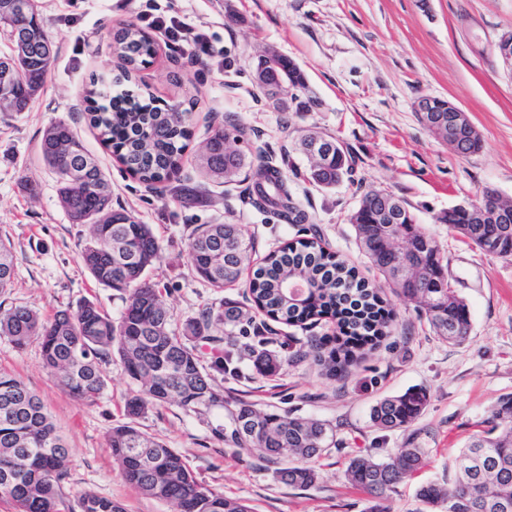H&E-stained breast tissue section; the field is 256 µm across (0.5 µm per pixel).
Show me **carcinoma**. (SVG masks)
Listing matches in <instances>:
<instances>
[{"label": "carcinoma", "instance_id": "obj_1", "mask_svg": "<svg viewBox=\"0 0 512 512\" xmlns=\"http://www.w3.org/2000/svg\"><path fill=\"white\" fill-rule=\"evenodd\" d=\"M21 3L26 14L10 19L4 8ZM0 30L12 44V53L28 42L29 56L20 59L22 74L9 93L15 111L24 112L40 91L54 65L57 50L45 30L36 0H0ZM113 48L121 61L115 82L131 79L157 53L148 33L134 26L113 35ZM267 95L273 89H288L292 112H313L320 107L307 78L292 59L275 54L264 62ZM86 112L100 141L112 151L126 171L155 189L178 180L190 140L185 113L152 104L153 96L119 94L105 98L97 81L86 91ZM322 139L331 151L308 160L306 174L315 184L334 187L352 176L350 153L339 140L319 132L303 135L296 150ZM247 129L227 120L207 140L197 155L204 178L247 182L248 198L273 209L290 221H303L288 192L287 177L276 158L265 152L250 155ZM481 149L475 127L460 131L463 156ZM42 160L58 176V200L73 224L90 225V236L81 258L93 278L120 293L124 307L118 319L85 300L75 311L60 310L50 320L26 306L0 309V336L23 348L37 341L50 376L75 398L93 403L107 382L100 365L117 356L131 379L136 394L126 401L129 422L112 428L108 444L124 480L143 494L173 504L177 512H252L246 503L224 496L199 479L188 459L164 442L142 431L137 419L149 410L176 403L185 413L206 422L213 438L235 452H260L278 465V480L292 488L314 485V463L336 443L335 430L327 422L268 414L241 398L226 397L215 385L213 374L224 373V357H232L217 344L235 335L243 324H253L249 312L238 303L224 301L206 308L201 318L185 324L180 332L170 328L169 308L162 291L149 278V271L162 261L161 247L147 224L123 209L112 208V185L83 141L65 121L51 124L40 144ZM508 222L494 227L477 222L476 207L457 204L435 217L438 224L456 230L469 244L487 255L512 256V201H504ZM360 246L384 279V284L424 311L435 334L453 344L470 335L469 309L465 300L448 287L440 247L417 224L406 202L382 190L366 192L350 215ZM398 237L410 249L409 262L419 269V279L410 282L392 265L385 242ZM254 243L245 239L237 224H200L188 242L192 271L211 287L222 289L248 273V287L256 308L305 329L324 317L336 319L343 332L366 344L386 335L391 316L385 312L374 288L357 278L353 268L336 258L317 240L285 244L268 253L262 264L249 270ZM0 256L7 268L0 269V293L10 287L14 275L11 246L0 240ZM308 277L311 292L301 304H291L281 285L293 274ZM438 281L440 287L431 283ZM214 326L225 327V336H214ZM214 345L218 355L203 363L202 344ZM314 362L330 375L344 371L352 360L324 339L311 338ZM427 393L412 388L386 397L373 406L370 419L382 430H405L422 414ZM261 419L259 425L250 417ZM490 428L470 435L452 459L448 482H428L417 491L428 508L438 503L446 512H512V394L498 398L489 409ZM430 449L408 441L385 460L355 456L345 477L372 502L368 512H380L387 492L411 479L429 459ZM71 456L40 399L19 378L0 373V498L9 499L15 512H60L61 485L71 467ZM508 501L509 509L502 507ZM80 512H124L118 501L84 492L78 498Z\"/></svg>", "mask_w": 512, "mask_h": 512}]
</instances>
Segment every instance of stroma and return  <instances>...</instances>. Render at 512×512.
<instances>
[{
	"label": "stroma",
	"mask_w": 512,
	"mask_h": 512,
	"mask_svg": "<svg viewBox=\"0 0 512 512\" xmlns=\"http://www.w3.org/2000/svg\"><path fill=\"white\" fill-rule=\"evenodd\" d=\"M158 2L206 33L219 52L190 60L158 45L128 89L149 88L160 102L189 111L191 154L225 118L245 125L253 149L286 156L293 170L288 190L307 223L288 224L255 206L242 183L205 181L191 154L179 173L199 191L190 206L127 174L90 126L83 98L91 75L117 74L112 35L139 25L146 0H39L59 53L29 111L0 112V238L10 241L16 256L13 283L0 294V306L26 305L47 320L86 299L115 318L124 306L119 293L97 283L83 265L89 227L69 222L58 202L56 176L41 159L43 133L59 120L70 124L106 172L113 208L152 228L163 260L149 276L163 292L175 330L219 301L250 303L244 284L218 291L192 273L187 245L195 225H240L255 243V264L270 250L316 233L374 282L378 274L348 217L366 191L391 192L439 243L448 281L470 310L468 341L451 345L439 339L413 303L390 293L386 299L396 317L391 336L337 378L306 355L308 336L331 337L334 323L305 331L256 310L255 333L237 337L233 362L218 378L225 395L246 399L259 411L335 426L336 444L317 462L313 486L280 483L258 452L239 455L222 446L177 405L150 410L138 425L184 455L201 479L254 512H367L365 495L345 479L348 460L360 454L386 458L411 438L430 449L429 464L418 479L389 493L384 507L418 512L419 482L446 481L449 458L487 418L489 406L512 394V257L484 254L434 221L486 188L512 198V71L496 50L499 37L512 31V0ZM268 48L301 66L321 102L319 111H281L254 86L252 70ZM226 55L234 61L228 71L222 66ZM423 97L445 98L464 110L481 135L479 152L459 155L422 125L415 106ZM308 130L348 147L355 159L352 179L330 189L307 180V159L294 144ZM261 351L281 360L276 376L256 371L254 355ZM102 370L107 387L90 405L49 378L38 344L19 350L0 339V371L19 376L40 397L73 459L61 512H75L85 491L120 502L126 512H175L174 505L141 494L121 477L107 434L125 422L124 402L137 387L118 359L105 360ZM415 387L426 391L428 403L409 431L373 427L370 410L377 401Z\"/></svg>",
	"instance_id": "stroma-1"
}]
</instances>
